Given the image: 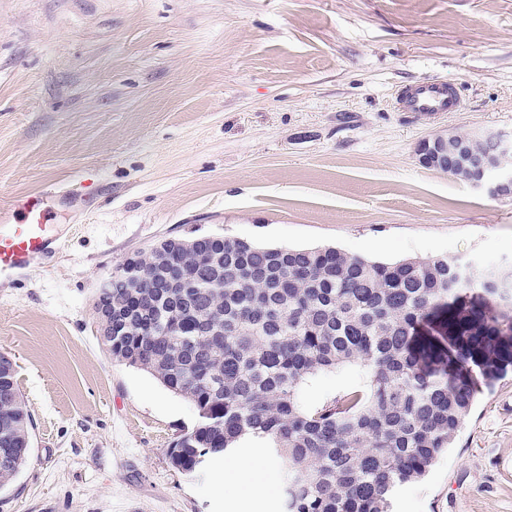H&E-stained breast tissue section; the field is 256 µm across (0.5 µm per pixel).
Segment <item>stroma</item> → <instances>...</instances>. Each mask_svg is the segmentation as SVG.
Returning <instances> with one entry per match:
<instances>
[{
	"instance_id": "obj_1",
	"label": "stroma",
	"mask_w": 512,
	"mask_h": 512,
	"mask_svg": "<svg viewBox=\"0 0 512 512\" xmlns=\"http://www.w3.org/2000/svg\"><path fill=\"white\" fill-rule=\"evenodd\" d=\"M443 79L459 112L396 111ZM512 133V0H0V210L45 194L65 241L0 283V353L32 415L0 512H225L223 464L166 451L192 406L99 340L102 281L167 238L512 262V199L423 166L439 132ZM357 380L304 384L314 408ZM512 375L391 512H512Z\"/></svg>"
}]
</instances>
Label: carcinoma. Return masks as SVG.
Listing matches in <instances>:
<instances>
[{
	"label": "carcinoma",
	"mask_w": 512,
	"mask_h": 512,
	"mask_svg": "<svg viewBox=\"0 0 512 512\" xmlns=\"http://www.w3.org/2000/svg\"><path fill=\"white\" fill-rule=\"evenodd\" d=\"M453 138L448 174L465 180L487 142ZM110 279L95 313L112 358L197 412L170 464L193 475L249 441L283 463V512H388L512 367V264L377 262L217 235L164 240ZM427 320L444 333L423 334ZM349 368L356 385L302 406L303 384ZM32 427L0 354V488L27 462Z\"/></svg>",
	"instance_id": "carcinoma-1"
}]
</instances>
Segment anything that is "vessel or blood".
I'll use <instances>...</instances> for the list:
<instances>
[{
    "mask_svg": "<svg viewBox=\"0 0 512 512\" xmlns=\"http://www.w3.org/2000/svg\"><path fill=\"white\" fill-rule=\"evenodd\" d=\"M396 105L419 114L457 112L461 99L446 82L427 80L397 94ZM18 209L20 221H12L7 213H0V280L22 276L49 250H63V243L55 242L47 231L46 210L42 193L24 196Z\"/></svg>",
    "mask_w": 512,
    "mask_h": 512,
    "instance_id": "1",
    "label": "vessel or blood"
}]
</instances>
